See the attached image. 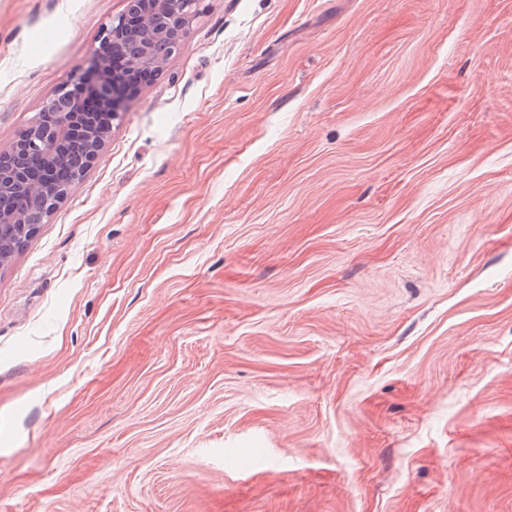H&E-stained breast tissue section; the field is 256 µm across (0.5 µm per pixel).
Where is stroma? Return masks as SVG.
I'll list each match as a JSON object with an SVG mask.
<instances>
[{"instance_id":"stroma-1","label":"stroma","mask_w":512,"mask_h":512,"mask_svg":"<svg viewBox=\"0 0 512 512\" xmlns=\"http://www.w3.org/2000/svg\"><path fill=\"white\" fill-rule=\"evenodd\" d=\"M124 0H0V149ZM0 512H512V0H199L0 267Z\"/></svg>"}]
</instances>
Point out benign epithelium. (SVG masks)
Listing matches in <instances>:
<instances>
[{"mask_svg":"<svg viewBox=\"0 0 512 512\" xmlns=\"http://www.w3.org/2000/svg\"><path fill=\"white\" fill-rule=\"evenodd\" d=\"M195 4L196 0H125L123 12L102 28L91 62L74 88L62 90L64 113H59L57 99L46 101L27 130L0 151V198L25 188L55 210L70 191L59 182V146L85 142L88 159L84 170L93 166L114 123L122 117L125 100L162 69L163 62L151 55L154 43L166 39L169 52L176 53ZM123 43L138 47L134 54L120 56L124 69L139 77L134 85L113 69L112 54L105 51L107 46ZM39 228L30 223L28 213L0 207V267L15 255L8 251L13 240L23 245Z\"/></svg>","mask_w":512,"mask_h":512,"instance_id":"7a95c632","label":"benign epithelium"}]
</instances>
